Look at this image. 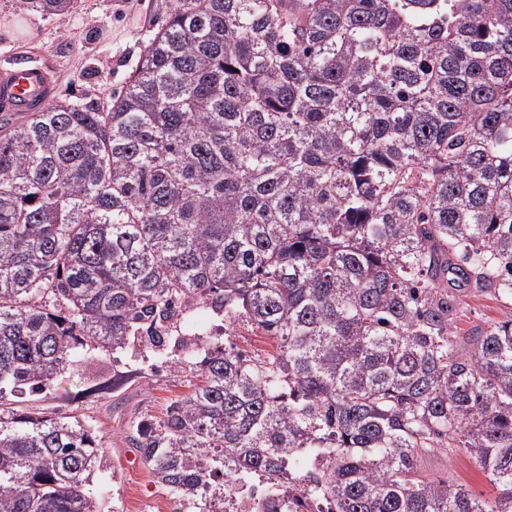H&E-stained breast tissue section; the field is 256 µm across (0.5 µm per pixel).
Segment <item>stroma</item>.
Here are the masks:
<instances>
[{
	"mask_svg": "<svg viewBox=\"0 0 512 512\" xmlns=\"http://www.w3.org/2000/svg\"><path fill=\"white\" fill-rule=\"evenodd\" d=\"M164 0H74L54 15L19 10L16 0H0V70L16 64L49 62L58 101L92 96L101 102L119 94L147 42L165 25ZM512 319V305L491 296H465L453 330L458 339L475 329ZM229 334L235 350L252 358L270 352L273 341L245 320L226 327L223 314L209 309L178 310L165 330L163 347L177 354L196 335ZM200 382L193 363H161L146 338L122 349L92 352L77 370H65L43 390L18 397V409L47 416H77L101 440L105 460L93 491L101 512H164L168 490L137 456L127 433L139 422L161 418L166 407ZM421 470L449 485H465L485 499L495 490L463 448L426 453Z\"/></svg>",
	"mask_w": 512,
	"mask_h": 512,
	"instance_id": "obj_1",
	"label": "stroma"
}]
</instances>
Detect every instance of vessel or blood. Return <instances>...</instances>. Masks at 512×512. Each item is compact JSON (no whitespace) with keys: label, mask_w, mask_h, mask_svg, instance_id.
Masks as SVG:
<instances>
[{"label":"vessel or blood","mask_w":512,"mask_h":512,"mask_svg":"<svg viewBox=\"0 0 512 512\" xmlns=\"http://www.w3.org/2000/svg\"><path fill=\"white\" fill-rule=\"evenodd\" d=\"M53 91L47 70L39 65L0 72V103L24 115L37 111Z\"/></svg>","instance_id":"1"}]
</instances>
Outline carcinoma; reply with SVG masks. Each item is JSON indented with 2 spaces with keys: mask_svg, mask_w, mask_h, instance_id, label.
<instances>
[{
  "mask_svg": "<svg viewBox=\"0 0 512 512\" xmlns=\"http://www.w3.org/2000/svg\"><path fill=\"white\" fill-rule=\"evenodd\" d=\"M166 9L110 104L0 114V400L183 301L274 340L206 337L202 383L136 425L186 512H512V320L453 332L462 293L512 303V0ZM433 448L496 497L422 476ZM102 460L76 417L0 406V512H98ZM230 342L235 350L240 351L250 358H263L266 353L273 350L274 341L256 329L245 319H239L231 329Z\"/></svg>",
  "mask_w": 512,
  "mask_h": 512,
  "instance_id": "cac0c4a2",
  "label": "carcinoma"
}]
</instances>
